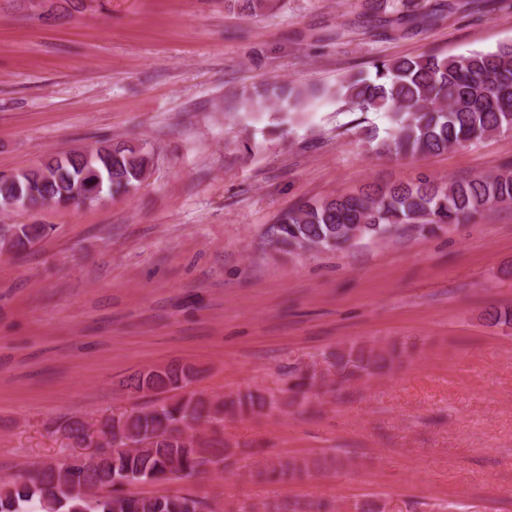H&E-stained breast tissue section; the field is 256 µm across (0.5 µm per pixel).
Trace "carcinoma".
Wrapping results in <instances>:
<instances>
[{
	"label": "carcinoma",
	"mask_w": 512,
	"mask_h": 512,
	"mask_svg": "<svg viewBox=\"0 0 512 512\" xmlns=\"http://www.w3.org/2000/svg\"><path fill=\"white\" fill-rule=\"evenodd\" d=\"M441 18L438 10L412 13L396 19L399 25L426 28ZM374 74L362 71L336 83L332 96L352 112H384L393 133L383 151L396 156L437 154L474 139L512 133V43L492 52L467 55L422 53L379 60ZM313 97L300 85L272 82L254 92H242L245 108L272 110L278 124L291 123ZM154 154L148 147L97 146L91 158L60 162L54 158L39 166L0 178V207L12 199L32 208L60 202L82 193L86 175L103 180L109 195L137 189L150 176ZM512 203V173L480 176L467 181L438 179L422 174L409 182L367 184L355 192L319 200H302L281 213L272 227L278 249L295 251L307 245L334 250L348 242L349 224H363L364 235L381 237L407 224L433 232L461 224L486 209ZM12 244L20 252L44 237L37 224L21 229ZM400 351L350 347L336 352V370L342 382L383 372ZM194 369L170 365L131 378L130 387L162 392L182 391L172 403L152 410H133L104 420L102 433L111 450L101 453L87 468L48 462L25 470L0 490V512H200L202 500L190 492L140 498L125 492L131 480L146 481L177 465L176 478L190 481L204 473L200 465L232 469L237 452L224 444L220 426L226 414L283 411L299 396L327 384L305 375L291 388L292 395L275 398L246 390L222 404L186 391ZM330 457H281L265 461L256 472L260 480L288 482L313 471L333 468Z\"/></svg>",
	"instance_id": "obj_1"
}]
</instances>
